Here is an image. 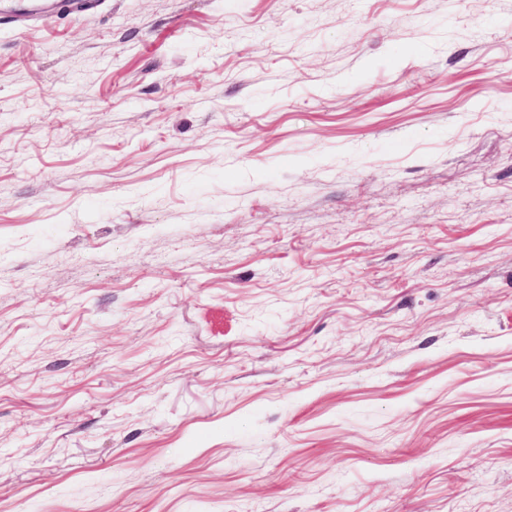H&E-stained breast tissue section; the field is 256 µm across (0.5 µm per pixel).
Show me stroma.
<instances>
[{"mask_svg":"<svg viewBox=\"0 0 512 512\" xmlns=\"http://www.w3.org/2000/svg\"><path fill=\"white\" fill-rule=\"evenodd\" d=\"M0 0V512H512V0Z\"/></svg>","mask_w":512,"mask_h":512,"instance_id":"stroma-1","label":"stroma"}]
</instances>
